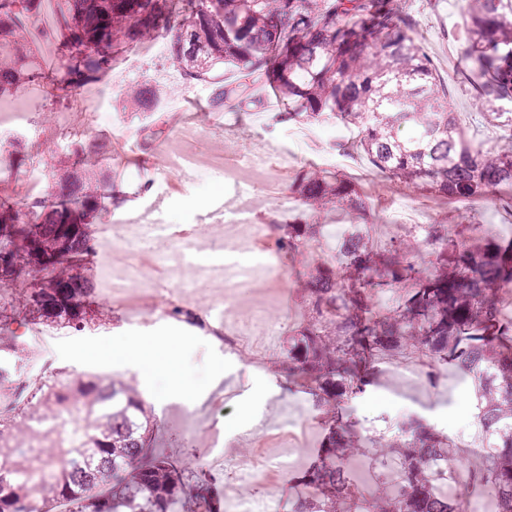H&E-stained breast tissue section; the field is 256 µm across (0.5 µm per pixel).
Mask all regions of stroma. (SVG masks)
<instances>
[{"mask_svg": "<svg viewBox=\"0 0 512 512\" xmlns=\"http://www.w3.org/2000/svg\"><path fill=\"white\" fill-rule=\"evenodd\" d=\"M419 21L422 42L448 84L454 111L470 121V130L484 148L497 144L493 128L478 125L483 107L478 99L465 92L461 71L465 60L462 43L452 35L460 27L462 0H412ZM154 85L161 94V108L167 119L176 112L192 116L195 129L190 136L176 138L164 131L149 152L141 154L138 177H128L126 158L116 157L118 182L126 190V199L106 209V223L92 224L95 239L94 259L85 266L87 277L95 284V301L91 306L90 327L45 330L42 339H29L31 359L25 375L55 376L73 381L96 375L123 380L137 389L151 408L160 448L172 462L183 469L191 492L214 487L231 498L239 497L241 487L223 470L204 464L214 449H223L233 458L257 459L280 449H291L286 473L267 474L251 486L253 495L273 500L278 512H289V500L300 495L297 479L315 461L322 450L325 434L324 413L309 392L285 377L270 379V364L288 355V344L306 311L297 293L298 273L311 255H325L324 244H312L302 255L282 258L280 276L262 273L251 295L238 301L232 312H225L218 289L210 278L195 277L189 297L179 300L181 308L195 311L197 324L170 317L168 310L146 311L127 306L121 294L105 298L103 286L110 270L122 263L109 251V222L122 216H135L146 205H155L165 223L179 229H198L209 225L210 213L222 203L235 200L237 193L223 176L212 171L216 161L250 151L267 156L275 173L288 188L293 208L280 211L274 203L251 188L245 197L250 202L251 224L302 222L309 224L348 225L354 215L342 209L325 213L315 205L303 203L297 192V174L310 163L327 164L334 154L332 141L311 146L295 141L286 127L273 125L266 113L239 117L232 108L212 112L207 108L209 86L196 83L185 86L180 76L169 69L164 56L144 55L118 64L105 74L100 85L110 92L105 104L116 124L127 132L131 141L140 142L142 117L124 110L125 89L135 83ZM100 85L86 87L89 95L97 94ZM71 91L66 86H21L0 97V110L26 109L39 132L29 142V158L39 164L37 173L44 186H51L50 174L65 154L59 142L65 135L62 117L68 110ZM196 153L203 180L189 183L170 192L158 191L165 156L172 151ZM343 174L361 180L366 197L367 217L373 231L380 236H407L408 231L395 222L398 208L404 204L420 205L429 224H444L449 236L467 242L483 235L512 239V216L500 202L486 199L477 203L448 202L430 198L413 188L383 181L381 191H374L365 177L370 169L366 160L355 159L343 167ZM153 188H145V181ZM223 327L242 337V351L231 353L220 348L209 336V327ZM149 336L175 339L179 346L176 362L180 384H173L165 370L145 373L139 366L116 364L97 357L100 349L115 347L129 339ZM403 351L382 358L375 367L374 379L367 393L355 403L364 432L344 463L358 488L375 485L383 464L389 463L391 451L381 439L383 432L398 428L406 417L417 416L436 432L456 439L458 433L478 431L476 399L471 380L459 371L446 367L439 377L428 378L426 372L403 371L401 362L410 358Z\"/></svg>", "mask_w": 512, "mask_h": 512, "instance_id": "stroma-1", "label": "stroma"}]
</instances>
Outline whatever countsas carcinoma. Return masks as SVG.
<instances>
[{
    "label": "carcinoma",
    "instance_id": "carcinoma-1",
    "mask_svg": "<svg viewBox=\"0 0 512 512\" xmlns=\"http://www.w3.org/2000/svg\"><path fill=\"white\" fill-rule=\"evenodd\" d=\"M45 0H0V95L46 77L29 62L35 42L24 38ZM56 26L63 31L54 80L89 85L112 69L116 56L169 36L165 58L182 79L210 83L209 105L258 111L263 81L282 109L277 124L340 121L354 133L336 144L355 153L388 180L449 201L498 198L512 213V0H464L462 38L469 66L466 88L485 107L484 123L499 131L501 146L471 147L466 127L447 107L448 86L417 37L405 0H61ZM224 66L231 81H212ZM125 107L148 113L141 146L162 133L161 97L148 83L130 88ZM409 124L402 138L400 126ZM105 141L70 144L52 174L51 202L23 191L26 140L9 142L0 170V398L8 391L22 405L26 425L10 430L0 417V512H174L186 493L184 474L155 447L150 415L138 392L121 382L42 381L21 397L15 382L25 367L23 348L5 335L15 304L1 291L30 286L23 321L37 327L83 329L92 287L80 275L94 250L87 226L106 202L116 178L103 163ZM301 197L320 204L341 200L360 211L365 202L352 180L310 168L299 177ZM438 244L429 267L415 262L411 239L385 245L366 224H353L337 255L314 264L303 280L306 319L280 361L288 379L315 390L328 421L325 455L304 473L310 494L290 512H462L457 485L462 464L447 438L420 424L399 428L398 481L389 501L359 494L354 509L341 504L353 483L343 459L360 437L353 401L363 396L379 359L413 347L471 378L488 463L467 472L487 490L498 512H512V317L502 312L501 286L512 284V241L479 238L459 244L445 227L428 224ZM327 236L324 224H295L288 236L269 225L267 239L292 257ZM72 417L63 436L36 427Z\"/></svg>",
    "mask_w": 512,
    "mask_h": 512
}]
</instances>
